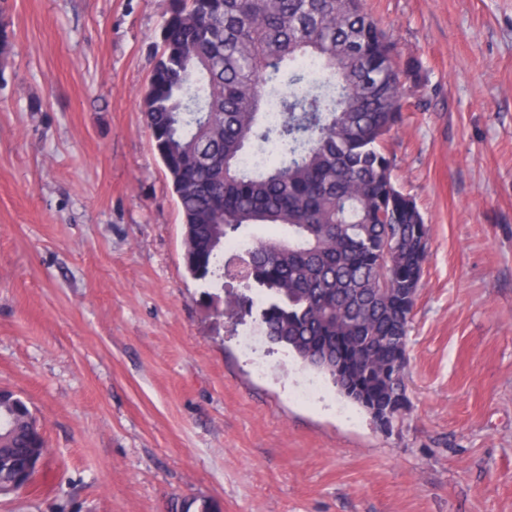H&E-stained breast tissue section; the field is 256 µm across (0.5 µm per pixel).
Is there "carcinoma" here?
I'll use <instances>...</instances> for the list:
<instances>
[{
    "label": "carcinoma",
    "instance_id": "carcinoma-1",
    "mask_svg": "<svg viewBox=\"0 0 512 512\" xmlns=\"http://www.w3.org/2000/svg\"><path fill=\"white\" fill-rule=\"evenodd\" d=\"M143 120L183 217L184 262L211 288L255 286L268 339L372 415L408 406L407 338L429 229L384 141L404 122L392 35L362 0H170ZM254 224L245 255L225 252ZM50 453L0 388V489Z\"/></svg>",
    "mask_w": 512,
    "mask_h": 512
}]
</instances>
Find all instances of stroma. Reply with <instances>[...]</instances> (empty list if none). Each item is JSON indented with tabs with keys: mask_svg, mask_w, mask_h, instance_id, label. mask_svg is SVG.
Here are the masks:
<instances>
[{
	"mask_svg": "<svg viewBox=\"0 0 512 512\" xmlns=\"http://www.w3.org/2000/svg\"><path fill=\"white\" fill-rule=\"evenodd\" d=\"M168 5L0 0V387L50 448L0 512H512V0H363L430 228L386 430L187 271L142 115Z\"/></svg>",
	"mask_w": 512,
	"mask_h": 512,
	"instance_id": "1",
	"label": "stroma"
}]
</instances>
